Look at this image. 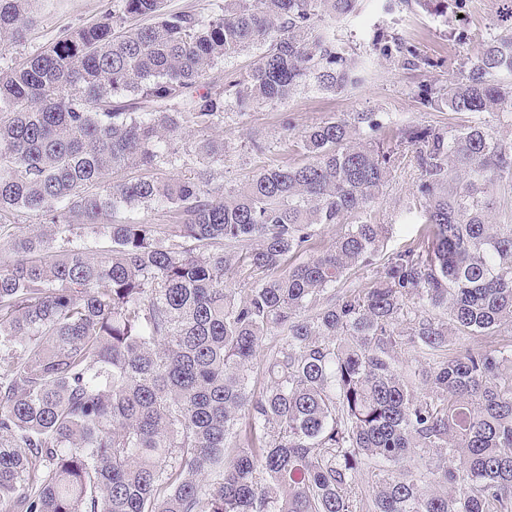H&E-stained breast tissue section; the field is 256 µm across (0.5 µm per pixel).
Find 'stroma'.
I'll return each instance as SVG.
<instances>
[{"label": "stroma", "instance_id": "stroma-1", "mask_svg": "<svg viewBox=\"0 0 512 512\" xmlns=\"http://www.w3.org/2000/svg\"><path fill=\"white\" fill-rule=\"evenodd\" d=\"M504 5L505 0H468L463 15L443 18L414 0H362L356 15L337 22L336 37L349 53L371 60L366 81L336 94L309 85L299 88L284 104L226 112L208 132L209 137L224 142V161L215 168L219 182L236 187L264 165L302 162L295 149L296 137L331 117L375 113L382 125L378 139L389 149L397 146L402 131L412 126L447 130L467 124L466 114L443 106H423L418 89L424 84L446 86L466 68L483 41L493 35H512V19L506 16ZM117 8L118 0H40L34 30L22 43L0 49V71L10 70L68 32ZM384 35L416 48L431 60V67L409 68L397 58L379 54L376 42ZM257 141L265 145V152L254 150ZM419 179L413 157H406L392 169L382 195L366 215L368 221L386 225V239L373 265L353 272L351 286L370 287L389 255L406 249L424 234Z\"/></svg>", "mask_w": 512, "mask_h": 512}]
</instances>
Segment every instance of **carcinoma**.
<instances>
[{
    "label": "carcinoma",
    "mask_w": 512,
    "mask_h": 512,
    "mask_svg": "<svg viewBox=\"0 0 512 512\" xmlns=\"http://www.w3.org/2000/svg\"><path fill=\"white\" fill-rule=\"evenodd\" d=\"M360 2L222 0L204 20L120 0L0 71V229L21 210L52 228L0 247V512H512V223L492 194L512 187V138L484 117L512 129V37L420 89L472 120L402 132L428 237L370 288L340 283L386 232L346 223L399 160L361 136L372 114L310 127L304 162L230 190L210 172L222 139L196 143L193 176H158L190 127L311 81L361 84L335 33ZM36 4L0 0L1 47L25 39ZM254 46L252 66L208 81ZM135 208L169 223L117 219Z\"/></svg>",
    "instance_id": "1"
}]
</instances>
